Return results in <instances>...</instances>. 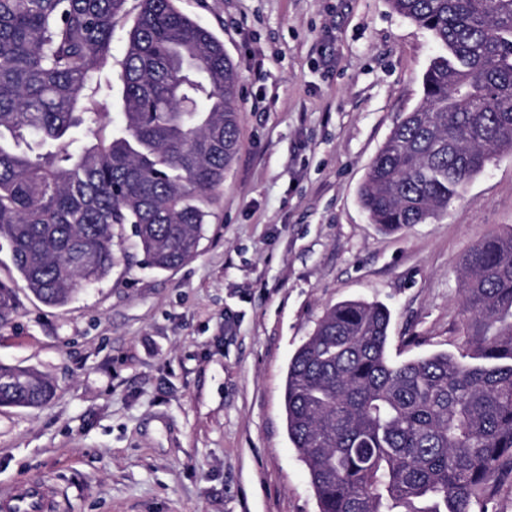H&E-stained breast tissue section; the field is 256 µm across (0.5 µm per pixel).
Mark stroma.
Masks as SVG:
<instances>
[{
	"label": "stroma",
	"instance_id": "stroma-1",
	"mask_svg": "<svg viewBox=\"0 0 512 512\" xmlns=\"http://www.w3.org/2000/svg\"><path fill=\"white\" fill-rule=\"evenodd\" d=\"M239 73L238 152L197 254L148 266L131 225L107 277L49 307L16 280L0 362L56 386L0 407V495L37 481L53 512H319L288 437V364L327 308L391 312L387 354L457 352L460 262L512 232V152L440 217L386 233L368 168L423 98L438 46L389 0H176Z\"/></svg>",
	"mask_w": 512,
	"mask_h": 512
}]
</instances>
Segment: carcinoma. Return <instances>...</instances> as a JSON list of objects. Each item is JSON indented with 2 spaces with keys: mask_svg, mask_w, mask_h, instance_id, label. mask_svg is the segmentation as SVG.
Returning <instances> with one entry per match:
<instances>
[{
  "mask_svg": "<svg viewBox=\"0 0 512 512\" xmlns=\"http://www.w3.org/2000/svg\"><path fill=\"white\" fill-rule=\"evenodd\" d=\"M125 2L0 0V244L48 306L110 273L125 224L153 268L190 260L209 216L201 202L237 151L236 67L175 0H140L107 80L122 123L108 136L95 127ZM390 3L445 53L360 189L386 232L437 217L512 151V0ZM461 269L459 355L392 361L389 309L358 299L328 308L292 356L288 435L320 512H487L491 479L512 471V234L485 239ZM16 311L0 279V323ZM53 393L35 370L0 363V407Z\"/></svg>",
  "mask_w": 512,
  "mask_h": 512,
  "instance_id": "1",
  "label": "carcinoma"
}]
</instances>
